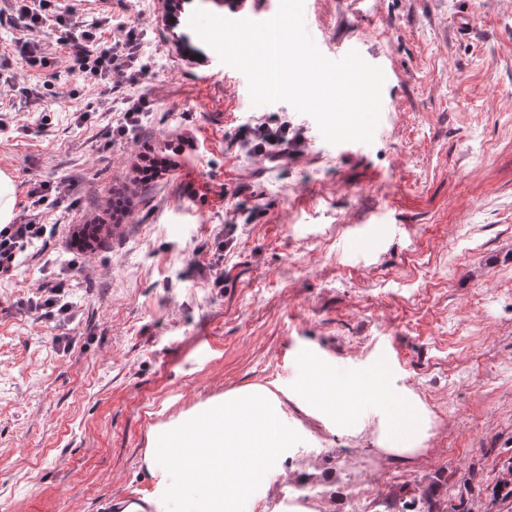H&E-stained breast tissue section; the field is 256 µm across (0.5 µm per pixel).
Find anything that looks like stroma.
Masks as SVG:
<instances>
[{"label": "stroma", "mask_w": 512, "mask_h": 512, "mask_svg": "<svg viewBox=\"0 0 512 512\" xmlns=\"http://www.w3.org/2000/svg\"><path fill=\"white\" fill-rule=\"evenodd\" d=\"M108 7L142 35L136 90L152 110L136 136L112 139L111 92L71 71L53 27L40 37L52 71L15 63L0 83L17 212L46 182L63 202L42 223L74 200L103 222L101 247L80 252L60 230L0 281V512L142 503L151 427L228 391L287 386L303 350L366 374L389 343L402 355L392 381L430 415L420 453L393 457L374 425L330 430L288 402L303 444L254 512L299 505V474L317 492L308 512H376L428 479L452 495L472 482V512H493L512 462V0H315L326 57L354 43L393 73L372 142L346 156L291 105L252 106L246 78L170 27L163 0ZM263 115L305 129L288 163L235 143ZM151 160L167 170L138 182ZM116 190L132 202L118 225L105 221ZM352 233L380 236L381 251L346 255ZM44 280L64 285L72 318L30 311Z\"/></svg>", "instance_id": "stroma-1"}]
</instances>
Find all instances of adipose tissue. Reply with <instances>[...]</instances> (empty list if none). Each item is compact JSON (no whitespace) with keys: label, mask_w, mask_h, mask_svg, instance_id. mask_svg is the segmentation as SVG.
I'll list each match as a JSON object with an SVG mask.
<instances>
[{"label":"adipose tissue","mask_w":512,"mask_h":512,"mask_svg":"<svg viewBox=\"0 0 512 512\" xmlns=\"http://www.w3.org/2000/svg\"><path fill=\"white\" fill-rule=\"evenodd\" d=\"M285 393L252 385L224 393L152 428L143 465L154 480V512H251L300 441L288 426L293 400L326 428L378 423V447L404 457L418 452L426 417L407 389L359 374L340 376L315 351ZM349 415H338L340 405Z\"/></svg>","instance_id":"obj_1"}]
</instances>
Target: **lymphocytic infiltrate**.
Wrapping results in <instances>:
<instances>
[{
	"label": "lymphocytic infiltrate",
	"instance_id": "obj_1",
	"mask_svg": "<svg viewBox=\"0 0 512 512\" xmlns=\"http://www.w3.org/2000/svg\"><path fill=\"white\" fill-rule=\"evenodd\" d=\"M9 2V12L0 11V27L6 25L17 31L14 50L22 63L30 67L47 64L37 35L47 26H57L64 32L63 39L79 71L99 80L117 77L128 83L129 90L121 100L116 134L124 137L142 126L150 103L135 91L136 85L146 77V68L140 62L141 37L137 28L122 22L113 23L108 14L77 22L71 9L62 6L60 0ZM111 23L115 24L117 35L107 45L102 42L99 31ZM235 142L251 157L279 161L287 158L290 149L300 147L304 136L288 119L272 123L258 118L238 129ZM45 233V225L35 217L0 226V279L12 276L21 255Z\"/></svg>",
	"mask_w": 512,
	"mask_h": 512
}]
</instances>
